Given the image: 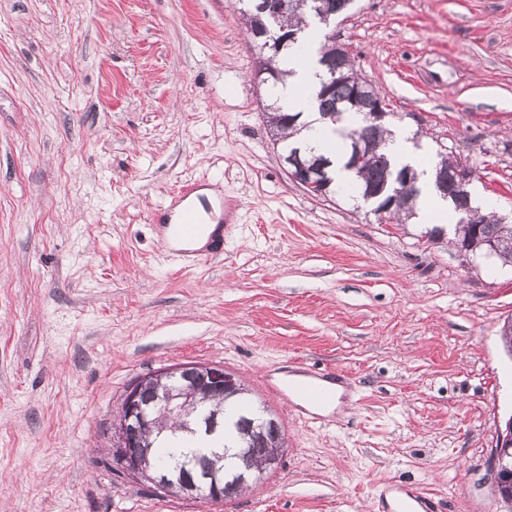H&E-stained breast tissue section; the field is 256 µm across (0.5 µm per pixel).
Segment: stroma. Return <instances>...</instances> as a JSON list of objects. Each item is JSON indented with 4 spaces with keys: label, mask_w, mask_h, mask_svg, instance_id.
<instances>
[{
    "label": "stroma",
    "mask_w": 512,
    "mask_h": 512,
    "mask_svg": "<svg viewBox=\"0 0 512 512\" xmlns=\"http://www.w3.org/2000/svg\"><path fill=\"white\" fill-rule=\"evenodd\" d=\"M394 129L512 211V0H357L330 28ZM230 0H0V512H377L387 480L507 512L488 461L512 415V270L427 226L309 197L268 135ZM214 190L224 250L185 268L155 224ZM220 363L282 426L278 468L214 504L114 471L127 386ZM351 383L345 415L286 397Z\"/></svg>",
    "instance_id": "obj_1"
}]
</instances>
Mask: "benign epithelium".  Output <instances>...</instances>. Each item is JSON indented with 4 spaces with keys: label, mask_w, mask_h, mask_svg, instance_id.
Wrapping results in <instances>:
<instances>
[{
    "label": "benign epithelium",
    "mask_w": 512,
    "mask_h": 512,
    "mask_svg": "<svg viewBox=\"0 0 512 512\" xmlns=\"http://www.w3.org/2000/svg\"><path fill=\"white\" fill-rule=\"evenodd\" d=\"M302 6L300 0H264L262 16L247 15L243 24L250 38L263 39L262 49L282 48L296 41L298 33H284L274 39L270 25L278 22L289 8ZM356 95L366 99V121L370 124L385 122L394 116L388 105L375 93L367 81L354 83ZM289 175L309 195L326 198V174L323 168L303 160L294 152L282 156ZM475 169L461 159L454 170L453 184L456 207L463 214L462 223H480V214L471 208L469 186L475 178ZM241 380L233 372L216 363L175 364L149 372L134 380L125 390L120 403V416L111 424L112 461L126 477L145 481L162 493L211 502L224 501V476L207 468L148 471L145 468L147 449L142 431L148 426L151 413L161 408L167 413L183 416L190 413L199 395L234 394ZM512 448V416L497 430L495 445L489 460L492 484L498 497L512 506V466L505 464V456Z\"/></svg>",
    "instance_id": "benign-epithelium-1"
}]
</instances>
